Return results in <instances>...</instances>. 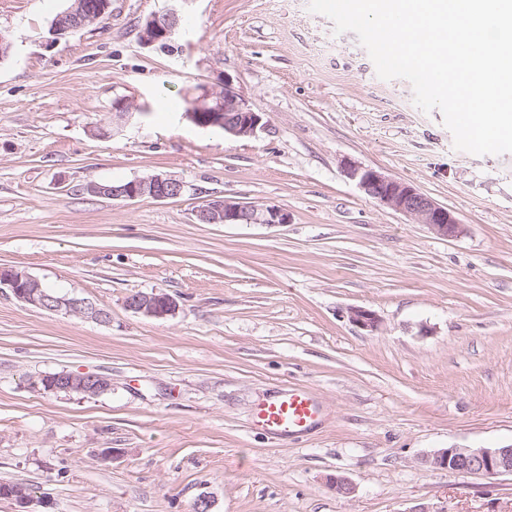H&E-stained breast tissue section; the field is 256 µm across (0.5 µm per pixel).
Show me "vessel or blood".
I'll return each instance as SVG.
<instances>
[{
  "label": "vessel or blood",
  "mask_w": 512,
  "mask_h": 512,
  "mask_svg": "<svg viewBox=\"0 0 512 512\" xmlns=\"http://www.w3.org/2000/svg\"><path fill=\"white\" fill-rule=\"evenodd\" d=\"M321 417V408L310 390L289 387L258 405L254 427L277 439H296L314 429Z\"/></svg>",
  "instance_id": "vessel-or-blood-1"
}]
</instances>
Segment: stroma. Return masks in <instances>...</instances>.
<instances>
[{
	"instance_id": "stroma-1",
	"label": "stroma",
	"mask_w": 512,
	"mask_h": 512,
	"mask_svg": "<svg viewBox=\"0 0 512 512\" xmlns=\"http://www.w3.org/2000/svg\"><path fill=\"white\" fill-rule=\"evenodd\" d=\"M72 0H0V266L106 309L111 323L0 290V483L50 512H512V476L426 464L441 448L512 443V153L456 150L411 83L378 78L351 32L309 0H179L167 47L139 41L167 0H112L53 40ZM231 76L265 123L238 138L185 116ZM135 115L113 130V103ZM454 211V238L368 197L348 164ZM154 174L175 199L92 195ZM225 197L285 224H200ZM178 303L163 319L133 293ZM376 312L375 332L348 318ZM110 376L98 396L50 373ZM310 389L320 425L257 432V405ZM112 456H104V449ZM341 475L354 490L329 483ZM126 306L134 313L155 319L172 315L177 307L176 302L169 294L156 289L150 293L131 294L126 299Z\"/></svg>"
}]
</instances>
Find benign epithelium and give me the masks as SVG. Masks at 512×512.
<instances>
[{
    "mask_svg": "<svg viewBox=\"0 0 512 512\" xmlns=\"http://www.w3.org/2000/svg\"><path fill=\"white\" fill-rule=\"evenodd\" d=\"M104 13V8L90 0H83L79 9L70 8L56 17L51 27L52 34L63 36L77 31L88 22L99 21ZM179 22V14L174 8L151 14L142 26L141 43L152 46L167 42ZM186 116L199 127H219L224 133L235 137H251L264 127L261 116L249 108L229 75L224 76L217 86L199 87ZM348 174L366 195L413 218L419 224L427 225L436 235L452 238L461 233V224L452 211L412 185L359 165L350 166ZM87 191L113 199L133 201L150 198L162 201L181 196L184 183L166 174H155L135 178L112 189L97 183L91 184ZM195 218L201 224L276 225L289 221L288 213L278 206L258 209L227 198L211 199L198 206ZM2 286L9 288L19 301L41 310L90 318L103 324L111 322V316L106 310L84 298L53 295L46 291L38 278L25 270L0 267V287ZM126 306L137 314L155 319L165 318L176 310L173 298L156 289L150 293L138 292L128 296ZM349 320L367 332H375L380 327L377 314L363 307L349 308ZM53 390L97 396L112 390V378L93 373L62 374L56 377ZM425 463L434 469L457 475H512V444L498 448H442L427 456ZM8 500L13 502L16 512H35L37 507L47 509L51 506L47 500L36 499L28 485L22 482L15 484Z\"/></svg>",
    "mask_w": 512,
    "mask_h": 512,
    "instance_id": "benign-epithelium-1",
    "label": "benign epithelium"
}]
</instances>
